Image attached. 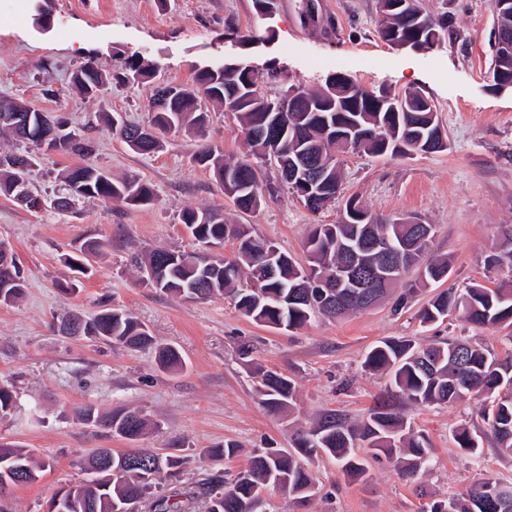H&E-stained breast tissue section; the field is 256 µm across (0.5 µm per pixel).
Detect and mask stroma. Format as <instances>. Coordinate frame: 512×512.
<instances>
[{
    "label": "stroma",
    "mask_w": 512,
    "mask_h": 512,
    "mask_svg": "<svg viewBox=\"0 0 512 512\" xmlns=\"http://www.w3.org/2000/svg\"><path fill=\"white\" fill-rule=\"evenodd\" d=\"M316 2L332 26L305 25L304 0H278L267 19L258 17L254 0H46L50 26L44 31L35 26L33 0H24L20 18L0 24V98H22L63 116L90 137L96 164L114 176L141 179L155 192L147 205L109 207L91 199L73 212L29 210L0 196V241L11 246L26 277L23 296L0 304V387L16 399L15 411L0 417V443L24 446L50 461L35 482L0 496V512H46L61 487L86 480L79 461L97 448L162 452L179 440L186 445L185 475L197 481L218 470L244 469L255 449H292L323 411L361 419L388 382L363 361L387 338L425 344L435 336H463L501 350L500 328L472 326L455 316L437 327L421 326L418 312L434 296L431 288L401 309L390 299L342 319L318 317L279 332L245 317L230 299H180L145 286L133 273V251L194 249L180 221L184 209L223 210L299 261L311 225L336 222L345 199L354 197L379 217L414 216L435 225L431 251L450 257V286L485 282L484 258L502 227L512 224V90H495L488 76L491 0H414L433 18L453 19L450 35L426 54L395 49L379 37L377 0ZM230 24L251 32L253 42L227 39ZM89 58L112 72L138 59L152 65L157 80L178 84L191 83L200 67L242 62L272 99L295 84L322 88L336 73L368 91H418L436 105L448 148L411 157L346 155L343 198L318 214L267 165L260 181L270 197L259 210L240 212L212 172L193 160L202 143L228 157L247 153L232 114L212 110L202 136L171 130L162 135L161 152L136 154L96 115L105 105L127 122L148 124L150 88L116 83L104 100L82 97L70 78ZM88 240L106 248L83 276L67 257ZM107 307L130 313L158 342L178 347L185 367L167 371L152 350L70 336L59 328L68 315L89 318ZM243 343L253 347L246 361L238 353ZM259 367L295 380L293 410L273 413L260 404L253 377ZM86 407L102 413L134 409L152 427L133 443L83 421L79 411ZM397 408L432 446L418 477H405L398 458L382 456L371 461L367 476L352 479L334 458L320 454L303 460L318 486L315 497L299 504L271 488L257 512H422L427 503L479 480L512 481V456L498 451L482 417V397L431 406L401 402ZM461 427L479 435L480 458L458 448L454 433ZM228 441L237 444L236 456L208 457L209 448Z\"/></svg>",
    "instance_id": "obj_1"
}]
</instances>
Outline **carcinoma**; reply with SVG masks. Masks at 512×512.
<instances>
[{
  "label": "carcinoma",
  "instance_id": "1",
  "mask_svg": "<svg viewBox=\"0 0 512 512\" xmlns=\"http://www.w3.org/2000/svg\"><path fill=\"white\" fill-rule=\"evenodd\" d=\"M378 34L388 40L394 33L415 47L440 42L442 33L449 30L448 16L436 22L421 13L411 0H378ZM135 77L141 83L151 77L148 66L139 60L125 62L122 73L116 76L101 70L89 59L77 67L71 76V86L83 97L100 99L112 80L127 81ZM489 78L492 87L501 81H512V48L498 49L491 57ZM255 73L237 64H224L222 69L197 70L190 85L166 83L168 98L159 99L158 87H153L148 98V111L154 113L153 130L141 139L135 150L139 155L162 151L159 133L169 124L203 131L209 120L208 105L231 106L250 153L235 161L224 159L218 149L202 145L194 154V161L213 170L240 211H256L265 203L259 181L261 166L269 164L280 170L283 181H288L286 169L297 161L306 143L323 140L324 125L337 126L336 132H346V126L356 120L362 125L364 138L351 144L330 143L340 153H357L371 158L386 155L405 156L407 150L423 141L430 145L427 152L448 148L440 134L437 108L424 94L411 93L403 99L406 111L390 112L382 105L383 95L362 88L338 86L336 102L323 112H316L317 103L325 101V90H301L289 99L264 101L254 96ZM101 120L112 129L113 135L124 141L129 137L121 116L115 112L100 113ZM92 141L82 132H69L50 146V151L74 156L78 162L62 173L65 193L47 200L36 195L29 182L31 169L11 166L15 152H0V195L15 201L25 200L33 209L46 206L58 211H69L85 199H97L112 204L146 205L155 198L153 189L136 178L115 179L91 161ZM181 223L188 229L198 250L186 252L172 249H154L143 256L135 255L133 265L141 277L155 272L156 287L160 291L194 300L215 296L231 298L235 307L253 322L275 330L292 331L322 315L341 318L363 310L356 300L327 310L314 306L320 284L344 262L364 276L370 265L345 253V247L356 243L364 232L389 240L394 247H402L411 235L408 224H396L384 219L378 224H359L348 214L334 224L312 225L305 241V262L296 261L272 242L257 237L243 224L232 226L224 214L212 209L187 208ZM234 239L237 249L234 258L209 257L205 252L211 246H224ZM432 238L416 247L417 261L396 273L388 292L405 284L407 274L416 271L413 283L399 296L404 304L420 288L431 287L448 280L452 262L445 255L429 253ZM275 249L273 262L277 273L266 277L260 269L266 263L270 249ZM104 249L100 241H89L80 249V255L69 258L72 268L85 273L91 260ZM502 256L499 251L488 254L484 266L489 273L487 283L473 282L458 293L445 289L433 296L428 306L420 311L423 325L444 322L458 317L470 324L486 327L506 326L511 332L503 337L508 346L505 357L487 348H478L468 341L450 337L425 348L411 339L390 338L381 341L367 354L364 366L370 370H385L391 374L384 396L369 409L367 417L353 424L336 410L323 412L305 434L295 440V453L277 448H264L254 455L248 468L224 478L217 471L188 487L183 485V468L187 457L181 455L179 443L171 451L157 453L150 448L114 452L98 448L87 462L92 477L78 485L58 492L49 504L48 512H195L202 503L205 512H255L261 500L260 491L277 485L299 501L313 497L308 488L316 486L311 472L297 460L298 454H326L341 463L342 471L351 478L367 473V455H389L403 448L411 457L406 476L414 477L421 465L428 461L431 446L422 435L403 434L404 418L395 411L397 402L404 399L422 406L449 403L467 394L485 396L484 415L487 416L499 452L512 456V278L492 277L495 264ZM11 271H0V294L17 301L24 293L26 281L16 262L10 260ZM82 335L94 336L107 342L131 348H152L156 363L165 370H178L185 365L182 352L175 346L158 345L147 326L118 308H105L84 321ZM256 391L262 405L270 410L293 407L296 386L292 378L278 372L255 371ZM84 421L104 426L114 434L130 441L136 440L148 429V421L135 410L121 409L103 417L93 408L80 411ZM458 447L471 454L479 442L466 428L454 434ZM49 461L18 445L0 444V490L12 485L32 483ZM497 489L492 498L478 483L466 492L450 497L454 512H512V482L492 481ZM448 500V501H450ZM446 500L434 501L426 512H439Z\"/></svg>",
  "mask_w": 512,
  "mask_h": 512
}]
</instances>
